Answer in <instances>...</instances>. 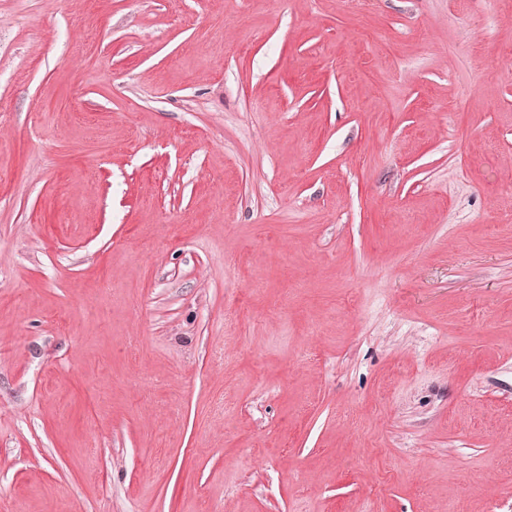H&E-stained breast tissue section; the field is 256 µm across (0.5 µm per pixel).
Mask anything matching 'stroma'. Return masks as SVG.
Masks as SVG:
<instances>
[{"instance_id":"35a3bbf8","label":"stroma","mask_w":512,"mask_h":512,"mask_svg":"<svg viewBox=\"0 0 512 512\" xmlns=\"http://www.w3.org/2000/svg\"><path fill=\"white\" fill-rule=\"evenodd\" d=\"M0 512H512V0H0Z\"/></svg>"}]
</instances>
